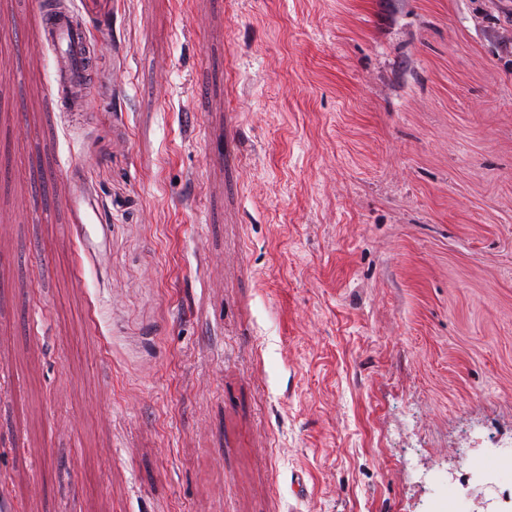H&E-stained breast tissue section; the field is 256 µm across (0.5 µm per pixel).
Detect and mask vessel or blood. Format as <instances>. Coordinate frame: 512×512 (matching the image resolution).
<instances>
[{"label":"vessel or blood","mask_w":512,"mask_h":512,"mask_svg":"<svg viewBox=\"0 0 512 512\" xmlns=\"http://www.w3.org/2000/svg\"><path fill=\"white\" fill-rule=\"evenodd\" d=\"M101 6V0H64L45 23V42L55 61L53 90L59 102L73 112L83 110L84 93L90 82L86 61L92 44L83 18L98 14ZM71 211L73 223L89 225L98 221L94 202L83 188L74 189Z\"/></svg>","instance_id":"1"}]
</instances>
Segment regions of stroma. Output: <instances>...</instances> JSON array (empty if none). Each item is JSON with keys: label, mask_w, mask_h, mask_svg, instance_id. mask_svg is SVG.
<instances>
[{"label": "stroma", "mask_w": 512, "mask_h": 512, "mask_svg": "<svg viewBox=\"0 0 512 512\" xmlns=\"http://www.w3.org/2000/svg\"><path fill=\"white\" fill-rule=\"evenodd\" d=\"M93 32L62 111L0 0V497L503 512L512 0H112ZM71 211L72 224H81L75 225V228L84 227L85 239L89 241L91 238L89 224H97L98 214L91 196L81 187H76L73 191Z\"/></svg>", "instance_id": "obj_1"}]
</instances>
